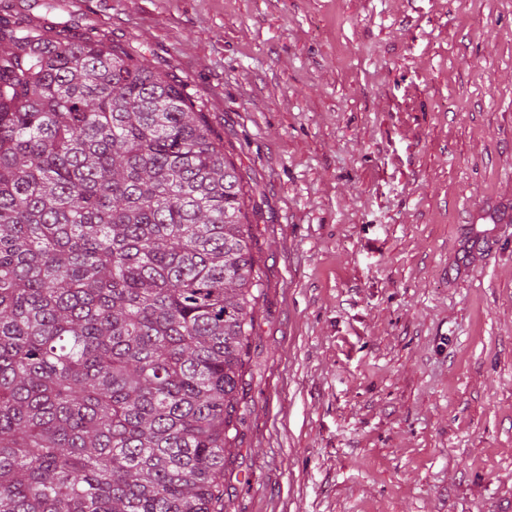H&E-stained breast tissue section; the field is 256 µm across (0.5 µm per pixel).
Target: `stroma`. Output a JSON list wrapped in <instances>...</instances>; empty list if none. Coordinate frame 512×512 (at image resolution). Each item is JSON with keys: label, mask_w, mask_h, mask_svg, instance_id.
<instances>
[{"label": "stroma", "mask_w": 512, "mask_h": 512, "mask_svg": "<svg viewBox=\"0 0 512 512\" xmlns=\"http://www.w3.org/2000/svg\"><path fill=\"white\" fill-rule=\"evenodd\" d=\"M138 49L241 178L224 512H512V0H0Z\"/></svg>", "instance_id": "stroma-1"}]
</instances>
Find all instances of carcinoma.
Wrapping results in <instances>:
<instances>
[{
    "label": "carcinoma",
    "instance_id": "obj_1",
    "mask_svg": "<svg viewBox=\"0 0 512 512\" xmlns=\"http://www.w3.org/2000/svg\"><path fill=\"white\" fill-rule=\"evenodd\" d=\"M243 206L169 73L0 16V512H224Z\"/></svg>",
    "mask_w": 512,
    "mask_h": 512
}]
</instances>
